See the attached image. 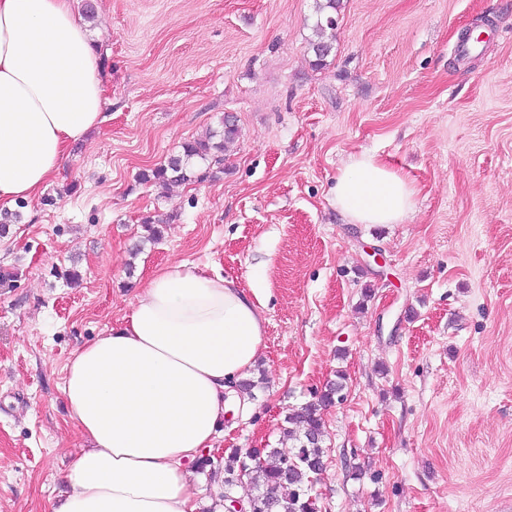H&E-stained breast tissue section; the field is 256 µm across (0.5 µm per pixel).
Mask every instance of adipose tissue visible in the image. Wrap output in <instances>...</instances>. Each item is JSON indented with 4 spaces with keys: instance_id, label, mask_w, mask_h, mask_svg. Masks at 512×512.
<instances>
[{
    "instance_id": "adipose-tissue-1",
    "label": "adipose tissue",
    "mask_w": 512,
    "mask_h": 512,
    "mask_svg": "<svg viewBox=\"0 0 512 512\" xmlns=\"http://www.w3.org/2000/svg\"><path fill=\"white\" fill-rule=\"evenodd\" d=\"M105 87L71 0H0V202L32 200L69 147L103 121ZM417 190L371 154L336 179L355 224H400ZM258 301L184 264L154 272L123 326L76 351L63 393L87 445L50 512H199L189 469L221 436L229 398L264 336Z\"/></svg>"
}]
</instances>
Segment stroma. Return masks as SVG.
Masks as SVG:
<instances>
[{
	"label": "stroma",
	"mask_w": 512,
	"mask_h": 512,
	"mask_svg": "<svg viewBox=\"0 0 512 512\" xmlns=\"http://www.w3.org/2000/svg\"><path fill=\"white\" fill-rule=\"evenodd\" d=\"M73 6L94 13L104 120L0 235V512H50L52 474L84 446L69 359L179 263L265 302L264 381L225 417L204 485L225 451L280 447L289 410L341 373L322 512H512V0H341L320 67L316 0ZM227 113L223 171L140 180ZM360 153L415 184L404 223L337 211Z\"/></svg>",
	"instance_id": "1"
}]
</instances>
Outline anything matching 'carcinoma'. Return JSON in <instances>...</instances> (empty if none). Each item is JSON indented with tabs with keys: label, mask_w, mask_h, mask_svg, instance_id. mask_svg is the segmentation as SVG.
Wrapping results in <instances>:
<instances>
[{
	"label": "carcinoma",
	"mask_w": 512,
	"mask_h": 512,
	"mask_svg": "<svg viewBox=\"0 0 512 512\" xmlns=\"http://www.w3.org/2000/svg\"><path fill=\"white\" fill-rule=\"evenodd\" d=\"M340 0H317L314 28L321 35L336 29L335 14ZM309 50L314 54V66L324 64L332 50L328 41H310ZM235 121L224 118L221 130L213 132L206 140L187 142L182 154L169 158L167 163L140 174L145 183L202 182L210 177V167L224 162V144L238 136ZM344 376L330 381L321 391L314 392L313 400L290 410L282 428L283 438L295 442L294 453L280 452L275 448H252L248 464L246 456L237 448L224 455V490L230 491L243 477L263 487L251 499L252 512H316V502L310 496L313 478L325 470L324 449L321 446L323 421L321 410L341 396Z\"/></svg>",
	"instance_id": "cac0c4a2"
}]
</instances>
